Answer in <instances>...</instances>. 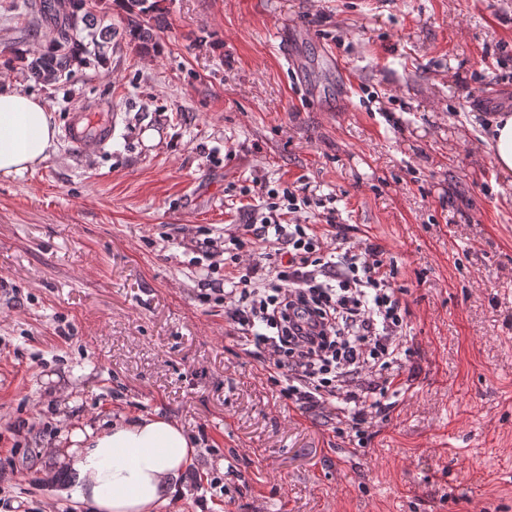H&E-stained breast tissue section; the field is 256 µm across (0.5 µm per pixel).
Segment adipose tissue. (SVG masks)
<instances>
[{"label": "adipose tissue", "mask_w": 512, "mask_h": 512, "mask_svg": "<svg viewBox=\"0 0 512 512\" xmlns=\"http://www.w3.org/2000/svg\"><path fill=\"white\" fill-rule=\"evenodd\" d=\"M489 143L499 176L512 185V113L497 114L489 126ZM56 150L48 108L35 96L1 88L0 179L35 169ZM61 441L53 456L74 476L61 494L93 512H156L175 492L179 473L196 453L176 422L158 414L73 430Z\"/></svg>", "instance_id": "1"}]
</instances>
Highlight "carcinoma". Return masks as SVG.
Listing matches in <instances>:
<instances>
[{
  "label": "carcinoma",
  "mask_w": 512,
  "mask_h": 512,
  "mask_svg": "<svg viewBox=\"0 0 512 512\" xmlns=\"http://www.w3.org/2000/svg\"><path fill=\"white\" fill-rule=\"evenodd\" d=\"M128 20V35L130 40L143 53L154 46L151 29L142 27L139 18L161 10L159 0H116ZM84 0H43L39 5L40 12L45 18L56 24V36L50 51L41 56L28 60L26 53L16 51V59L26 63L30 77L36 82H55L71 74L72 55L77 50L74 41V31L78 22L86 19L79 15L83 9Z\"/></svg>",
  "instance_id": "obj_1"
}]
</instances>
